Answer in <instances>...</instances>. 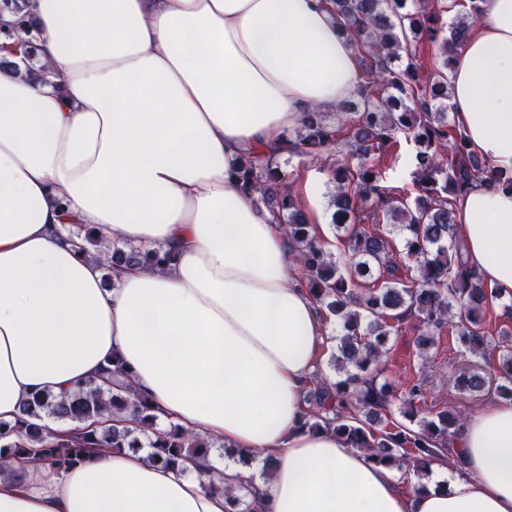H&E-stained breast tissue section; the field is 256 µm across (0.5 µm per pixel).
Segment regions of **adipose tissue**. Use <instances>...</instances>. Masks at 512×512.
I'll return each mask as SVG.
<instances>
[{
    "label": "adipose tissue",
    "instance_id": "adipose-tissue-1",
    "mask_svg": "<svg viewBox=\"0 0 512 512\" xmlns=\"http://www.w3.org/2000/svg\"><path fill=\"white\" fill-rule=\"evenodd\" d=\"M453 62V114L493 173L512 175V0H481ZM34 35V78L0 71V422L31 393L71 390L119 354L171 423L250 471L177 472L127 448L61 475L0 460V512H512V402L470 415L460 467L405 484L331 432L298 428L326 334L280 225L239 190L257 149L288 154L304 112L359 98L351 41L321 0H28L0 45ZM467 263L512 298V192L455 202ZM176 259L103 283L64 223Z\"/></svg>",
    "mask_w": 512,
    "mask_h": 512
}]
</instances>
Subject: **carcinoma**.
<instances>
[{"label": "carcinoma", "mask_w": 512, "mask_h": 512, "mask_svg": "<svg viewBox=\"0 0 512 512\" xmlns=\"http://www.w3.org/2000/svg\"><path fill=\"white\" fill-rule=\"evenodd\" d=\"M459 0H326V8L339 28L353 41L362 70V95L336 107V123L328 113H304L288 136V151L318 159L336 146L347 148L357 160L332 164V196L336 227L348 232L346 268L326 253L310 233L301 200L286 189L279 159L257 150L242 158L235 176L243 193L269 209L282 224L299 264L305 286L319 310L338 317L335 370L340 378L315 376L316 402L302 414L300 427L308 431L332 430L351 448H359L377 464L393 469L412 465L422 472L435 461L454 457L448 438L458 433L462 418L440 412L423 419L414 430L391 420L395 385L377 382L379 363L389 353L393 325L412 310L417 315V347L434 345L435 331L448 326L468 351L482 353L487 339L481 335L482 306L496 297L479 275L466 265L463 248L448 249L457 219L455 199L488 174L485 161L469 148L464 132L448 131L452 94L448 70L480 16L479 0L462 4L465 12L444 26L443 14ZM439 44L440 59L432 76L419 55V44ZM403 135L413 146L414 178L420 194L414 200L401 193L380 190V173L371 164ZM387 224L407 232L403 256L385 237L368 233L363 224ZM84 252L95 247L109 270L125 262L162 268L174 255L162 249L143 252L119 247L81 227ZM501 384L512 383V347L497 367ZM107 388L86 382L57 395L36 392L22 404L9 428L14 440L0 444L23 467L38 462L60 472L82 461L92 451L110 448L151 449L149 459L181 470L183 465L210 454L215 442L187 433L171 423L155 428L153 407L133 387L122 359L114 355L102 369ZM468 392H481L493 379L475 371L456 380ZM68 425L52 431L48 420ZM386 423V429L375 425Z\"/></svg>", "instance_id": "obj_1"}]
</instances>
